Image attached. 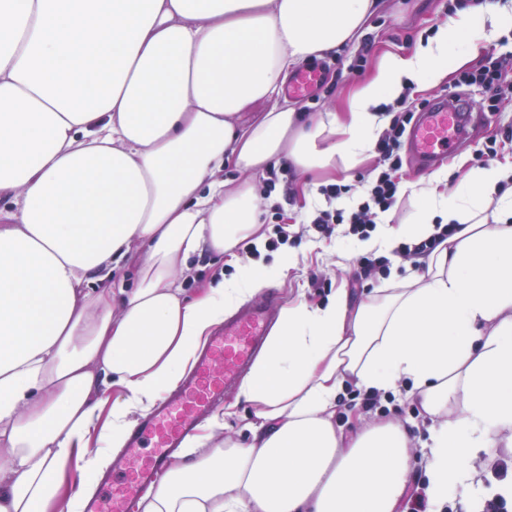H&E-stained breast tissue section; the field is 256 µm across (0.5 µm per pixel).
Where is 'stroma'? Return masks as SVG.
<instances>
[{"mask_svg":"<svg viewBox=\"0 0 512 512\" xmlns=\"http://www.w3.org/2000/svg\"><path fill=\"white\" fill-rule=\"evenodd\" d=\"M454 4L455 0H380L377 11L366 23L365 34L354 48L317 59V66L326 69L328 75L322 86L302 99V106L318 112L332 104H346L356 85L375 70L385 53L411 49L419 40L433 36L437 26L448 19V10ZM508 127H512V100L504 101L497 110H483L464 148L446 161L421 166L409 145H402V167L398 175L403 192L391 209L393 224L415 220L418 212L415 189L420 182L441 171L448 175L449 188H456L472 169L479 167L475 150L501 140L503 130ZM374 165L375 158L370 155L348 170H322L303 177L292 168L279 175L274 195L283 208L287 242H277L274 225L263 224L264 244L260 252H253L244 243L236 258L219 263L205 255L192 256L185 273L186 287H195L202 279L241 278L258 264H271L285 252L292 254L294 260L271 285L285 306L301 302L324 304L337 289L349 288L360 294L388 287L390 279L405 276L402 260L397 257L390 263L389 278H358L362 253L357 248V237L346 235L341 226L327 236L313 231L309 225L320 185L339 183L353 187L371 181Z\"/></svg>","mask_w":512,"mask_h":512,"instance_id":"35a3bbf8","label":"stroma"}]
</instances>
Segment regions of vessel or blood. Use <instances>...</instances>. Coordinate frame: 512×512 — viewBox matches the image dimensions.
I'll return each mask as SVG.
<instances>
[{"label":"vessel or blood","mask_w":512,"mask_h":512,"mask_svg":"<svg viewBox=\"0 0 512 512\" xmlns=\"http://www.w3.org/2000/svg\"><path fill=\"white\" fill-rule=\"evenodd\" d=\"M324 77L320 68L302 70L289 84L288 93L309 96ZM474 109L473 103L462 99L439 100L423 109L410 130L414 152L437 160L455 152ZM267 330L264 302L241 307L215 330L180 388L130 429L127 443L136 454L135 461L123 455L113 458L103 490L87 502L86 512H132L142 491L169 466L176 448L215 409L225 387L251 362Z\"/></svg>","instance_id":"vessel-or-blood-1"}]
</instances>
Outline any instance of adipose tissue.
Returning a JSON list of instances; mask_svg holds the SVG:
<instances>
[{
  "instance_id": "1",
  "label": "adipose tissue",
  "mask_w": 512,
  "mask_h": 512,
  "mask_svg": "<svg viewBox=\"0 0 512 512\" xmlns=\"http://www.w3.org/2000/svg\"><path fill=\"white\" fill-rule=\"evenodd\" d=\"M376 10L0 0V512H81L112 463L99 441L123 447L225 308L281 275L280 260L191 295L176 277L257 233L259 175L284 160L304 174L356 166L387 126L382 104L441 81L459 46L512 30V0H486L386 56L346 107L288 100L291 71L353 45ZM441 182L419 189L415 223L382 216L358 248L456 232L394 287L282 309L234 402L186 440L141 512H398L414 438L397 419L337 424L348 382L406 386L430 422L432 512L452 492L473 505L474 461L512 447V165Z\"/></svg>"
}]
</instances>
